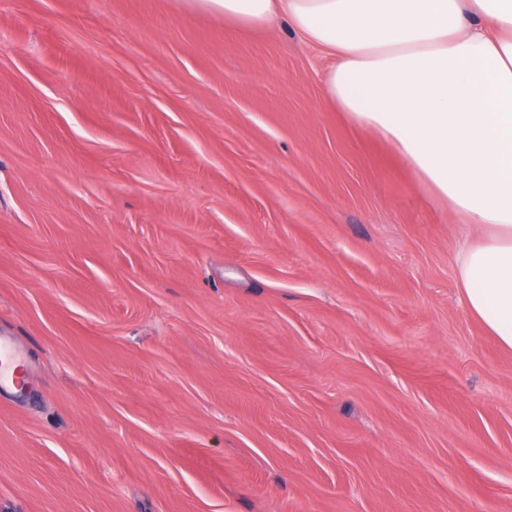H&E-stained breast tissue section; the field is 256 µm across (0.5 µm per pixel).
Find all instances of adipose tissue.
Returning a JSON list of instances; mask_svg holds the SVG:
<instances>
[{
    "mask_svg": "<svg viewBox=\"0 0 512 512\" xmlns=\"http://www.w3.org/2000/svg\"><path fill=\"white\" fill-rule=\"evenodd\" d=\"M244 29L286 20L335 59L323 97L387 141L460 223L458 287L512 351V0H182Z\"/></svg>",
    "mask_w": 512,
    "mask_h": 512,
    "instance_id": "adipose-tissue-1",
    "label": "adipose tissue"
}]
</instances>
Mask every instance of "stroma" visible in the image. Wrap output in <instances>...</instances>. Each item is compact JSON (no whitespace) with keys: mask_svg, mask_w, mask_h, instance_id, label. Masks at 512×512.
Returning a JSON list of instances; mask_svg holds the SVG:
<instances>
[{"mask_svg":"<svg viewBox=\"0 0 512 512\" xmlns=\"http://www.w3.org/2000/svg\"><path fill=\"white\" fill-rule=\"evenodd\" d=\"M280 25L0 0V512H512L448 216Z\"/></svg>","mask_w":512,"mask_h":512,"instance_id":"1","label":"stroma"}]
</instances>
